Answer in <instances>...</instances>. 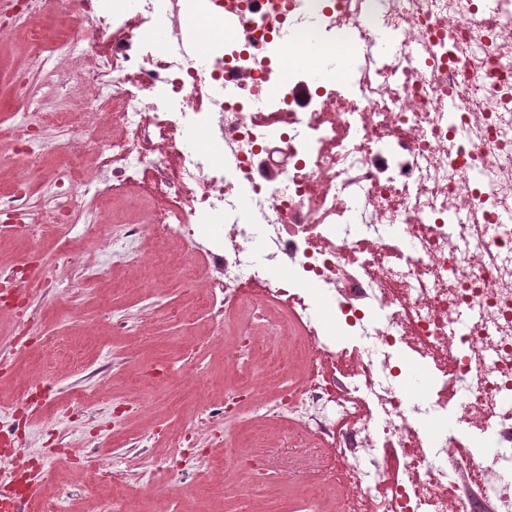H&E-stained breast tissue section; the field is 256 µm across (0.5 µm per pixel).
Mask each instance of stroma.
Wrapping results in <instances>:
<instances>
[{"instance_id": "35a3bbf8", "label": "stroma", "mask_w": 512, "mask_h": 512, "mask_svg": "<svg viewBox=\"0 0 512 512\" xmlns=\"http://www.w3.org/2000/svg\"><path fill=\"white\" fill-rule=\"evenodd\" d=\"M24 63L20 46L0 43V121L18 110L14 76ZM62 247L79 251L85 265L102 261L92 240L77 231L50 227L31 240L22 225L0 223V266L39 262ZM143 251L169 256L153 295L127 288L128 272L117 263L94 284L82 269H66L56 288L32 297L37 317L26 335H15L14 315L0 314V425L24 417L22 446L40 465L31 479L43 492L61 491L67 512H199L201 495L213 491L208 463L224 455L223 443L205 435L190 448L169 444L175 425L223 406V386L239 377L225 369V339L208 321L203 290L175 280L182 250L149 234ZM116 310L127 321L119 333L112 330ZM160 365L159 379L153 370ZM78 393L86 394L85 404L74 415L57 416V405ZM296 454L266 449V478L247 496L228 495L224 512H259L265 505L272 512H314L312 503L278 486L280 460ZM171 455L177 468H157ZM148 467L155 470L150 493L109 478ZM99 470L106 480L87 492L86 475Z\"/></svg>"}]
</instances>
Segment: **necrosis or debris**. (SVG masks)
<instances>
[{
	"instance_id": "1",
	"label": "necrosis or debris",
	"mask_w": 512,
	"mask_h": 512,
	"mask_svg": "<svg viewBox=\"0 0 512 512\" xmlns=\"http://www.w3.org/2000/svg\"><path fill=\"white\" fill-rule=\"evenodd\" d=\"M72 3L84 30H16L21 84L51 73L53 104L0 129V168L38 162L40 127L115 133L41 200L18 177L0 215L86 225L134 276L144 234L179 240L201 287L251 309L257 377L225 399L273 382L292 436L271 447L328 449L351 512H512V0Z\"/></svg>"
}]
</instances>
